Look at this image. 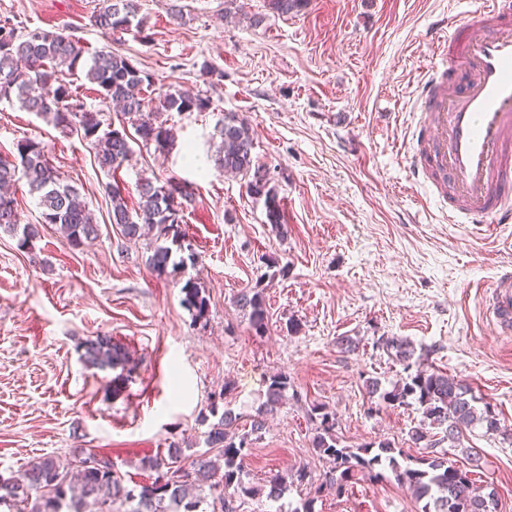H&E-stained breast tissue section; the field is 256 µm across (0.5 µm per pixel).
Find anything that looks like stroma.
Here are the masks:
<instances>
[{
  "instance_id": "35a3bbf8",
  "label": "stroma",
  "mask_w": 512,
  "mask_h": 512,
  "mask_svg": "<svg viewBox=\"0 0 512 512\" xmlns=\"http://www.w3.org/2000/svg\"><path fill=\"white\" fill-rule=\"evenodd\" d=\"M97 0H0V19L63 31L92 51L112 45L167 90L207 96L203 112H167L173 145L134 149L117 176L101 171L79 135L61 132L17 101H0V158L25 139L44 142L100 226L89 246L66 245L44 227L34 249L0 231V474L45 453L92 448L125 484L148 482L142 458L170 445L204 451L211 395L239 428L264 420L245 462L250 483L306 466L323 490L316 512H419L390 469L344 495L327 481L331 463L312 440L314 404L335 416L341 445L388 441L401 465L446 455L493 484L498 512H512V335L497 333L491 286L512 261V225L477 233L452 224L430 184L409 177L404 134L412 95L435 60L434 22L457 0H308L295 15L246 0H139L146 25L109 35L93 25ZM213 72L206 75L202 64ZM248 123L256 165L279 186L286 224H267L244 179L215 161L214 127L226 113ZM176 178L194 201L184 225L198 254L177 274L147 265L149 238L125 240L110 222L106 186ZM276 258L285 274L267 277ZM194 279L206 318L182 305ZM263 280L269 331L253 334L233 297ZM108 334L132 374L113 392L112 370L86 367L81 344ZM454 377L500 429L476 426L459 440L426 425L416 403L371 406L366 382L403 377L387 340ZM288 378L286 402L264 410L272 375ZM428 438L413 443L412 430Z\"/></svg>"
}]
</instances>
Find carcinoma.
Instances as JSON below:
<instances>
[{
  "mask_svg": "<svg viewBox=\"0 0 512 512\" xmlns=\"http://www.w3.org/2000/svg\"><path fill=\"white\" fill-rule=\"evenodd\" d=\"M279 15L295 14L307 5V0H268ZM94 25L105 32L116 33L143 28L139 18V0H99L92 15ZM97 85L105 103L121 106L117 122L103 124L101 112H91L72 89L79 75ZM155 86L152 74L139 69L128 57L104 47L85 56L79 41L69 34L42 28L19 27L9 20L0 23V100H17L20 106L43 118L65 133L81 130V138L94 150L99 168L115 176L134 150L132 144L164 148L173 139V130L158 120L165 112H203L210 106L208 98L187 91L159 92L146 96ZM215 163L217 166L246 179L247 192L264 200L268 223L284 226V211L277 186L268 172L254 162L253 137L248 124L234 113H226L218 121ZM25 180L29 192L38 198L39 220L22 224L14 197L0 193V230L21 234V245L34 247L44 226L53 225L67 244L77 248L99 237V226L84 203L79 189L63 181L49 160L47 146L32 139L18 143L17 156L10 162L0 160V187L8 188ZM112 201L111 223L123 238L132 241L144 236L145 230H155L148 265L163 274L177 270L186 262L196 260V252L183 225V194L179 183L142 180L137 184L139 202L131 211L118 184H107ZM265 277L249 288L242 289L234 304L248 315L250 328L257 336L268 331V311L263 295ZM182 303L198 319L208 313L209 300L201 287L187 280L181 288ZM386 347L395 351V358L405 370L416 368L415 374L382 387L377 380L369 381L368 393L378 396L386 405L401 406L412 399L422 408L433 424L447 425L448 440L459 437L464 428L476 424L487 432L498 429V418L487 406L478 410L475 397L455 379L411 363L413 352L408 345L389 341ZM83 363L95 369L127 366L124 347L112 337L99 334L82 343ZM288 388L287 376L271 378L267 390V411L273 412L284 404ZM321 417L320 428L313 437V448L332 462L336 479L332 485L336 494L347 491L356 476L373 480L376 468L388 463L398 481L407 484L421 512H497L498 495L494 487L481 485L472 471L461 468L445 457H430L422 466L403 467L394 456L395 448L388 441L360 448H345L333 433L334 414L321 405L313 406ZM217 421L209 425L205 435L207 450L195 455L183 465L182 448L167 449L141 461L150 472L151 482L125 485L110 461L88 448H78L70 456L43 454L30 461L18 475L0 473V508L7 512H237L234 502L266 496L279 501L291 490L304 494L300 505L290 512H315L314 502L322 486L310 482L307 470L299 467L291 480L278 475L261 486L244 480V462L249 455L255 434L263 429L256 420L241 433L233 429L235 419L230 413H218L217 404L210 407ZM378 452L371 453L372 448Z\"/></svg>",
  "mask_w": 512,
  "mask_h": 512,
  "instance_id": "1",
  "label": "carcinoma"
}]
</instances>
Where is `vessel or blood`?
<instances>
[{"instance_id":"b4317fda","label":"vessel or blood","mask_w":512,"mask_h":512,"mask_svg":"<svg viewBox=\"0 0 512 512\" xmlns=\"http://www.w3.org/2000/svg\"><path fill=\"white\" fill-rule=\"evenodd\" d=\"M431 33L411 130L412 176L429 180L449 222L512 224V0H463ZM493 313L512 320V270L493 285Z\"/></svg>"}]
</instances>
